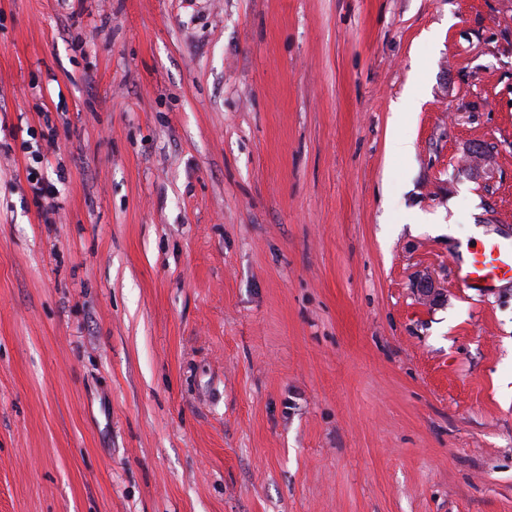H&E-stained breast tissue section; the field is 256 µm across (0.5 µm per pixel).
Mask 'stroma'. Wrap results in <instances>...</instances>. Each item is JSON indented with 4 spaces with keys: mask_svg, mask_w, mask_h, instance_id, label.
<instances>
[{
    "mask_svg": "<svg viewBox=\"0 0 512 512\" xmlns=\"http://www.w3.org/2000/svg\"><path fill=\"white\" fill-rule=\"evenodd\" d=\"M475 225L512 0H0V512H512Z\"/></svg>",
    "mask_w": 512,
    "mask_h": 512,
    "instance_id": "stroma-1",
    "label": "stroma"
}]
</instances>
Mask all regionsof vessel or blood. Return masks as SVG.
Instances as JSON below:
<instances>
[{
    "mask_svg": "<svg viewBox=\"0 0 512 512\" xmlns=\"http://www.w3.org/2000/svg\"><path fill=\"white\" fill-rule=\"evenodd\" d=\"M512 279V242L492 241L468 250L457 265V280L464 288L489 289L503 279Z\"/></svg>",
    "mask_w": 512,
    "mask_h": 512,
    "instance_id": "vessel-or-blood-1",
    "label": "vessel or blood"
}]
</instances>
